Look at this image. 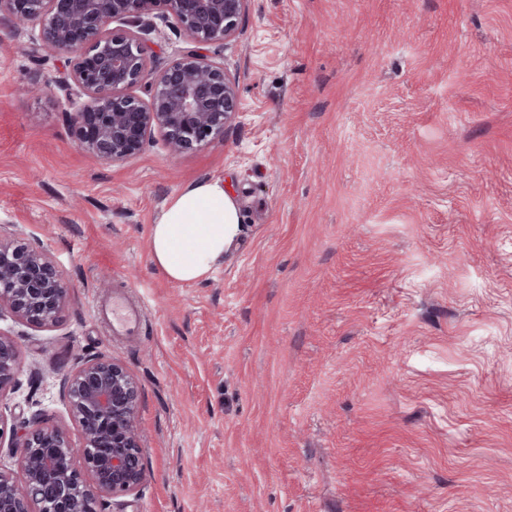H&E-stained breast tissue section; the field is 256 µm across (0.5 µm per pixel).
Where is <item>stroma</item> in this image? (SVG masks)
<instances>
[{
	"label": "stroma",
	"mask_w": 512,
	"mask_h": 512,
	"mask_svg": "<svg viewBox=\"0 0 512 512\" xmlns=\"http://www.w3.org/2000/svg\"><path fill=\"white\" fill-rule=\"evenodd\" d=\"M40 33L0 12V234L69 296L50 328L0 312V417L81 443L60 380L110 355L141 386L124 512H512V0H248L206 50L236 82L223 134L114 164L76 144L86 97ZM204 178L244 231L174 284L150 229ZM119 288L133 339L92 310ZM0 333V394L14 380L19 367V352L16 344Z\"/></svg>",
	"instance_id": "1"
}]
</instances>
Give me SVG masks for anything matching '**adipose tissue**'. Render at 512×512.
Returning a JSON list of instances; mask_svg holds the SVG:
<instances>
[{
	"instance_id": "1",
	"label": "adipose tissue",
	"mask_w": 512,
	"mask_h": 512,
	"mask_svg": "<svg viewBox=\"0 0 512 512\" xmlns=\"http://www.w3.org/2000/svg\"><path fill=\"white\" fill-rule=\"evenodd\" d=\"M243 229L223 180L195 181L170 198L152 225L151 261L170 282H203L223 267Z\"/></svg>"
}]
</instances>
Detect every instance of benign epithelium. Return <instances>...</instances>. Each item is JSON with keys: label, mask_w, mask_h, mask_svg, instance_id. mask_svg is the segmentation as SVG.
I'll return each instance as SVG.
<instances>
[{"label": "benign epithelium", "mask_w": 512, "mask_h": 512, "mask_svg": "<svg viewBox=\"0 0 512 512\" xmlns=\"http://www.w3.org/2000/svg\"><path fill=\"white\" fill-rule=\"evenodd\" d=\"M248 0H0L20 21L41 22L44 49L71 56L62 85H76L87 101L68 117L76 143L107 162H122L146 145L154 129L171 153L193 150L237 114L234 82L224 66L197 50L161 70L149 68L145 35L156 20L175 21L206 46L239 34ZM120 21L127 26L112 32ZM148 84L149 101L130 89ZM61 274L41 252L0 238V309L20 321L51 326L67 298ZM19 367L16 344L0 334V391ZM83 443L73 445L57 426L34 414L11 425L22 481L0 469V512H98L95 493L118 498L137 491L146 477L136 425L139 387L111 356L88 355L61 382ZM81 459L89 486L75 466Z\"/></svg>", "instance_id": "7a95c632"}]
</instances>
